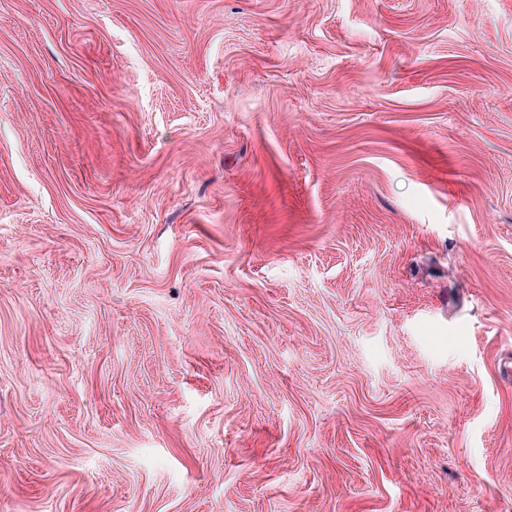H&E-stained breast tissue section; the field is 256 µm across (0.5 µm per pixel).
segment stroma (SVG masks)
Wrapping results in <instances>:
<instances>
[{
	"instance_id": "35a3bbf8",
	"label": "stroma",
	"mask_w": 512,
	"mask_h": 512,
	"mask_svg": "<svg viewBox=\"0 0 512 512\" xmlns=\"http://www.w3.org/2000/svg\"><path fill=\"white\" fill-rule=\"evenodd\" d=\"M512 0H0V512H512Z\"/></svg>"
}]
</instances>
